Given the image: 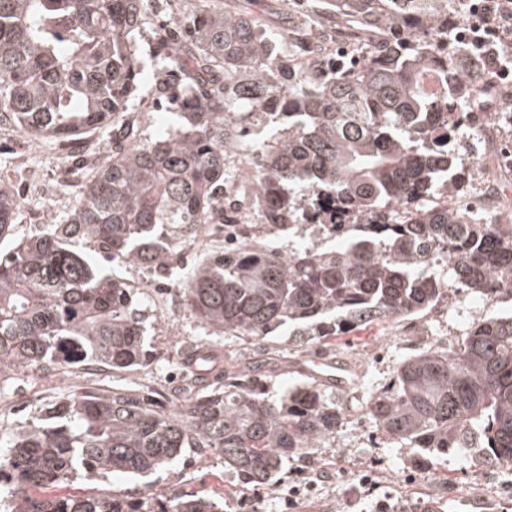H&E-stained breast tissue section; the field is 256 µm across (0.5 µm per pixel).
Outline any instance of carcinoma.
<instances>
[{"instance_id": "carcinoma-1", "label": "carcinoma", "mask_w": 512, "mask_h": 512, "mask_svg": "<svg viewBox=\"0 0 512 512\" xmlns=\"http://www.w3.org/2000/svg\"><path fill=\"white\" fill-rule=\"evenodd\" d=\"M322 2L316 27L288 29L286 63L278 35L249 11L203 9L169 31L161 94L180 122L142 142L125 112L141 72L134 32L145 0H0V113L67 145L87 178L65 216L24 237L14 234L15 190L0 184V395L1 376L19 368L130 371L154 361L135 290L75 245L165 281L176 266L166 225L196 235L236 224L224 187L238 176L227 159L239 149L257 152V175L242 179L277 241L236 224V244L196 266L181 301L204 328L260 341L287 325L328 341L421 317L452 287L512 302V221L479 224L458 205L470 184L462 129L494 127L492 100L512 123V90L492 86L493 58L508 65L502 44L459 40L457 0ZM346 33L349 55H322ZM429 75L447 86V104L427 91ZM272 124L283 129L269 137ZM93 131L109 137L97 169L85 159ZM318 197L331 203L318 223L343 246L288 251L280 241L294 209ZM445 253L454 264L429 269ZM177 364L182 385L161 404L131 388L70 393L8 439L0 492L11 512H220L203 490L176 488L158 508L154 492L33 499L28 490L79 472L147 475L186 449L264 487L346 423L325 383L266 396L264 360L226 368L223 351L197 345ZM364 407L418 462L452 454L512 465V314L477 318L457 343L403 359Z\"/></svg>"}]
</instances>
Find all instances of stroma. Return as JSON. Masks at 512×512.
Segmentation results:
<instances>
[{"label":"stroma","mask_w":512,"mask_h":512,"mask_svg":"<svg viewBox=\"0 0 512 512\" xmlns=\"http://www.w3.org/2000/svg\"><path fill=\"white\" fill-rule=\"evenodd\" d=\"M319 4L320 0H147L137 36V55L144 71L128 111L131 121L139 123L143 137L149 139L158 129L171 128L179 120L174 112L160 108L155 93L156 84L165 77L159 64L167 51L161 35L173 24L184 22L204 8L236 11L247 7L261 16L268 27L284 34L288 31L289 10L311 15ZM65 154L61 144L33 139L10 121H0V170H11L21 200L17 235L33 234L42 224L55 223L68 213L83 180L72 178L69 194L62 199L34 194L28 192L19 173L13 172L16 158H24L26 166L53 182L66 167ZM169 239L184 255L180 270L184 278L205 254L224 248L223 236L206 231L195 238L175 231ZM113 272L136 289L139 302L153 323L149 336L158 363L116 374L101 367L87 370L70 366L38 379L30 371L17 370L7 396L0 398L1 439L29 428L44 416L51 403L81 388L139 387L164 395L178 385L177 353L191 345H216L240 365L254 359L269 360L270 375L263 388L273 398L296 381L310 379L309 369L315 362L337 358L350 371L349 384L340 392L346 407V424L313 458L288 461L272 485L255 491L241 487L237 478L225 472L222 460L203 461L185 452L172 464L144 477L111 473L110 486L128 493L138 492L147 484L164 492L176 485L206 488L217 494L226 491L230 497L224 502V512H380L381 504L397 508L407 502L409 493L416 489L406 477L413 451L396 447L377 435L362 407L369 389L383 383L403 358L424 347V338L415 335L405 322L374 325L326 344L313 339L293 341L284 327L259 342L243 340L204 329L182 307L179 288L169 289L159 298L146 288L147 276L139 268L117 264ZM473 317L468 295L453 292L427 314L426 321L434 339L455 342L464 335ZM430 472L426 481L427 505L442 507L443 512H512V487L504 488L499 466L477 469L468 459L451 456L436 459Z\"/></svg>","instance_id":"35a3bbf8"}]
</instances>
